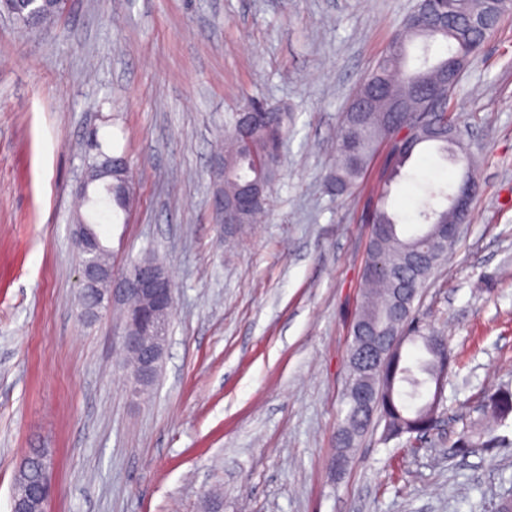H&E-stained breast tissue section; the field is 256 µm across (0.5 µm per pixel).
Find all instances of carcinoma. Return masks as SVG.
<instances>
[{
    "mask_svg": "<svg viewBox=\"0 0 512 512\" xmlns=\"http://www.w3.org/2000/svg\"><path fill=\"white\" fill-rule=\"evenodd\" d=\"M437 9L448 10V24L426 21L415 26L410 19H404L356 90L361 94L374 85H384L388 94L370 98L366 110L358 115L343 113L336 138V164L326 175L329 188L336 194H348L358 185L378 147L385 142L391 144L396 176L422 149L434 147L441 159L463 168V178H474V158L469 148L448 140V127H457L451 100L444 102L441 112L429 113L428 101L420 92L439 86L448 71L468 66L507 9L503 0H449L447 6L439 5ZM58 15L51 0L35 14L26 8L25 0H15L14 18L25 28H45ZM417 43L422 50L421 63L411 69L409 48ZM265 109L264 123L246 132L238 128L239 114L229 113L224 125V196L227 198L249 183L259 184L267 192L278 177L279 169L267 160L268 134L277 130L281 138L287 137L288 106L268 104ZM123 163L124 158L110 157L103 152L91 158L84 188L101 182L112 184V203L125 210L130 180L129 174L120 172ZM454 189L455 185L448 182L429 186L417 209L423 229L407 234L384 204L391 193V184L382 185L383 203L376 206L371 220L377 230L368 246L364 299L357 310V319H384L395 289L423 288L431 272L446 260L448 251L429 240L435 237L440 225L453 220L450 204ZM394 327L398 333L409 336L408 343L420 345L425 356L412 359L403 353L388 365L384 374L388 392L377 396L370 413L355 411L348 395L342 394L344 416L340 431L345 441L341 447L348 452L377 420L384 422V442L403 439L414 448L415 441L432 431L443 406L441 391L448 380L446 368L450 366L445 336L417 322L413 307ZM484 411L491 418L485 428L475 432L463 427L453 447L468 452L479 444L492 443L496 428L512 415V393L501 388L489 391Z\"/></svg>",
    "mask_w": 512,
    "mask_h": 512,
    "instance_id": "1",
    "label": "carcinoma"
}]
</instances>
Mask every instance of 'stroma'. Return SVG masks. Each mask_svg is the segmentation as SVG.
Wrapping results in <instances>:
<instances>
[{"label": "stroma", "instance_id": "stroma-1", "mask_svg": "<svg viewBox=\"0 0 512 512\" xmlns=\"http://www.w3.org/2000/svg\"><path fill=\"white\" fill-rule=\"evenodd\" d=\"M417 0H68L56 27L0 18V512L23 454L49 449L46 512H496L512 496V417L497 446L488 389H512V12L464 72L457 124L481 191L424 288L444 330L452 419L425 448L382 424L332 476L350 325L380 146L350 198L325 176L342 114ZM290 109L261 223L225 243L212 210L217 134L246 100ZM125 157L134 201L98 231L114 264L150 256L174 289L156 383L134 399L115 316L81 315L74 218L90 151ZM461 172L426 149L390 210L414 223L434 180ZM483 407L484 411L490 414L491 421L480 432H475L467 426L463 427L453 443L454 448H459L461 452H470L472 448H484L478 447L479 443L481 445L491 444L495 440L496 428L505 423L512 414V393L501 388L489 390Z\"/></svg>", "mask_w": 512, "mask_h": 512}]
</instances>
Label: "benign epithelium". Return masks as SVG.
<instances>
[{"instance_id": "benign-epithelium-1", "label": "benign epithelium", "mask_w": 512, "mask_h": 512, "mask_svg": "<svg viewBox=\"0 0 512 512\" xmlns=\"http://www.w3.org/2000/svg\"><path fill=\"white\" fill-rule=\"evenodd\" d=\"M214 213L221 224L234 223L236 212L258 205L251 195L234 201L224 199V185H219L214 199ZM78 250L86 257L99 247V238L87 232L86 225L75 229ZM78 281L92 303L84 316L94 319L117 301L123 305L120 344L128 355L126 381L133 396L152 385L156 367L163 360L174 306L173 286L165 267L153 258L135 259L118 272L103 273L94 263L79 264ZM349 359L357 363L358 378L349 383L350 395L361 407H367L376 396V385L371 378L383 374L386 365L400 352L402 341L391 336H372L365 326L353 323ZM40 481L14 491L11 512H45V505L53 494L51 459L47 450L40 456Z\"/></svg>"}]
</instances>
